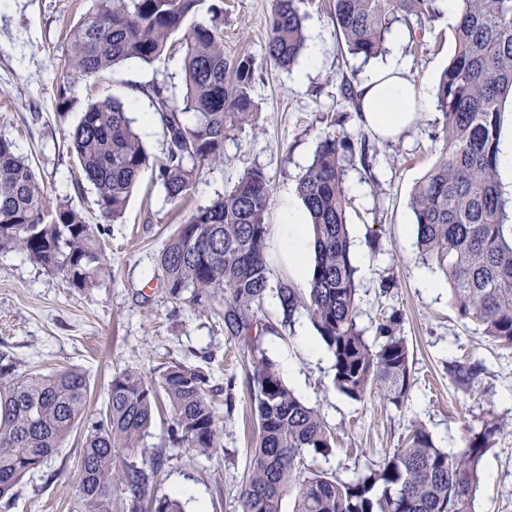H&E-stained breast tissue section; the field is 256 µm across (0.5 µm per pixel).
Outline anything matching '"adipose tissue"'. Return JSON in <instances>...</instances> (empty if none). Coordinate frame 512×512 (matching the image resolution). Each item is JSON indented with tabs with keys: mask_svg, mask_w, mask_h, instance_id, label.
I'll return each instance as SVG.
<instances>
[{
	"mask_svg": "<svg viewBox=\"0 0 512 512\" xmlns=\"http://www.w3.org/2000/svg\"><path fill=\"white\" fill-rule=\"evenodd\" d=\"M363 122L380 138L392 139L412 127L426 101L402 65L390 62L357 89ZM305 208L286 196L276 230L279 257L300 282H308L312 239L303 220Z\"/></svg>",
	"mask_w": 512,
	"mask_h": 512,
	"instance_id": "obj_1",
	"label": "adipose tissue"
}]
</instances>
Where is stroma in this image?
<instances>
[{"mask_svg":"<svg viewBox=\"0 0 512 512\" xmlns=\"http://www.w3.org/2000/svg\"><path fill=\"white\" fill-rule=\"evenodd\" d=\"M93 6V0H0V134L29 159L48 197L72 203L88 223L105 225L111 267L100 286L78 290L21 253L0 252V349L13 353L23 373H84L94 409L105 399L113 374L125 368H139L156 381L172 364L201 371L209 381L220 445L210 457L172 446L171 415L156 411L141 441L147 455L167 460L152 493L180 495L184 512H242L240 491L257 436L249 388L253 353L225 328L223 297L199 308L172 298L157 257L179 224L251 169L263 171L269 181L268 222L278 224L283 197L295 192L324 137L335 136L345 145L357 324L371 338L383 320L400 315L414 381L399 409L379 395L362 401L342 395L334 386L333 356L307 313L283 324L276 295L268 293L253 317L261 333L259 348L335 433L332 454L307 456L305 466L351 478L399 447L414 421L438 447L455 451L465 447L470 429L479 428L491 411L506 427L482 461L474 509L512 512V349L491 344L481 328L459 316L445 277L422 262L416 245L409 199L443 148L442 116L435 105L399 138L378 139L341 93L343 82L359 86L374 65L343 49L328 0L300 5L307 35H320L324 42L319 64L309 66L303 55L286 68L265 54L270 0H224V53L254 62L252 121L230 132L220 161L200 167L182 203L167 201L151 166L142 172L122 218L106 222L69 151V133L81 111L73 109L63 119L56 107L66 32ZM386 50L398 52L407 75L432 100L454 55L453 31L440 17L423 31L405 32L401 42H387ZM183 53L177 45L152 64L126 62L80 85L76 95L81 103L121 101L148 152L163 158L162 129L142 89L164 82L173 96H181ZM364 147L371 156L366 166L360 162ZM426 277L434 287L423 286ZM474 360L484 371L478 385L466 391L452 367ZM87 427L80 422L39 472L17 483L8 512H71Z\"/></svg>","mask_w":512,"mask_h":512,"instance_id":"35a3bbf8","label":"stroma"}]
</instances>
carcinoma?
<instances>
[{
    "label": "carcinoma",
    "mask_w": 512,
    "mask_h": 512,
    "mask_svg": "<svg viewBox=\"0 0 512 512\" xmlns=\"http://www.w3.org/2000/svg\"><path fill=\"white\" fill-rule=\"evenodd\" d=\"M455 53L441 75L436 98L443 151L415 187L409 206L422 259L446 277L459 315L489 341L512 348V216L498 173L505 103L512 98V0H458ZM300 0H272L266 53L290 66L306 45ZM331 15L346 50L370 60L385 51L396 24L409 29L441 15L439 0H331ZM208 20L199 22L200 12ZM184 33L186 91L177 100L164 83L142 92L163 132L158 164L167 200H182L200 165L218 161L226 134L252 120L253 61L224 56V0H94L93 11L69 29L58 88L59 116L76 103L74 88L127 61L150 64L171 37ZM127 108L105 99L85 108L70 132L69 149L95 204L107 221L124 214L140 174L149 165ZM336 137L320 143L297 184L310 216L314 262L306 292L283 280L276 288L283 321L303 309L333 356L334 384L362 401L372 393L399 409L408 399L411 361L400 318L379 324L374 341L358 328L351 239L346 221L341 150ZM271 187L259 169L195 211L169 237L157 259L171 297L204 307L224 294V324L249 334L251 313L270 290L266 222ZM105 228L86 222L68 202H52L32 166L0 135V251H18L70 286L97 287L110 275ZM482 365H457L459 386L470 390ZM250 391L257 441L241 492L242 512H280L296 489L295 512H474L481 464L502 422L488 413L470 430L466 447L449 452L423 427L381 462L341 479L330 470L302 471L307 455L327 457L330 426L302 402L264 354L251 362ZM90 386L76 370L41 375L18 372L0 351V500L39 470L86 416ZM165 398L170 440L209 456L220 430L199 371L172 365L156 383L130 367L112 376L107 397L85 436L72 512H182L175 497H151L161 458H143L141 437ZM122 490L114 504V489Z\"/></svg>",
    "instance_id": "obj_1"
}]
</instances>
